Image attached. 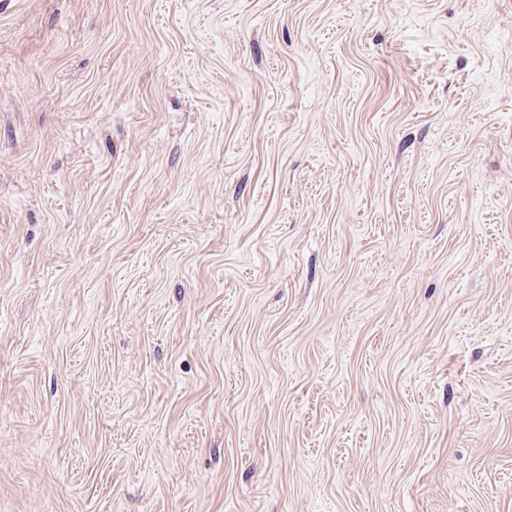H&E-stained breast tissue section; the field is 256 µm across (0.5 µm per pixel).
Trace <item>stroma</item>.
I'll use <instances>...</instances> for the list:
<instances>
[{"label":"stroma","instance_id":"35a3bbf8","mask_svg":"<svg viewBox=\"0 0 512 512\" xmlns=\"http://www.w3.org/2000/svg\"><path fill=\"white\" fill-rule=\"evenodd\" d=\"M0 512H512V0H0Z\"/></svg>","mask_w":512,"mask_h":512}]
</instances>
